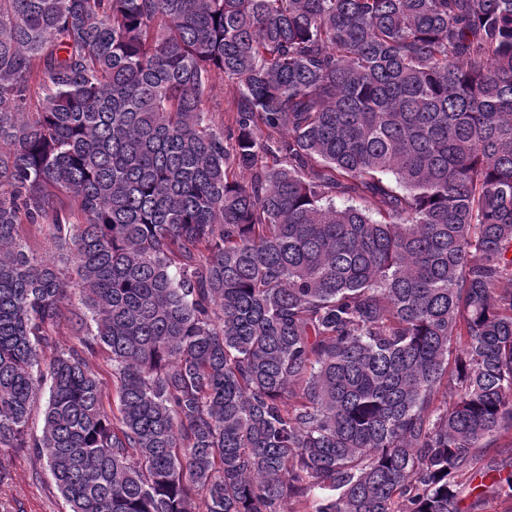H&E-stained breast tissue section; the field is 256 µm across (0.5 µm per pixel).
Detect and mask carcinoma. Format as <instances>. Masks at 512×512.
I'll return each instance as SVG.
<instances>
[{
    "label": "carcinoma",
    "instance_id": "obj_1",
    "mask_svg": "<svg viewBox=\"0 0 512 512\" xmlns=\"http://www.w3.org/2000/svg\"><path fill=\"white\" fill-rule=\"evenodd\" d=\"M508 430L512 0H0V447L69 512H449ZM236 95L231 87L218 86L207 101V107L212 112V118L219 128H224V141L234 128L233 112H228V102ZM224 111V112H223ZM20 234L25 241L26 246L34 256H47L51 255V246L43 233L40 232L37 224H25L20 229Z\"/></svg>",
    "mask_w": 512,
    "mask_h": 512
}]
</instances>
